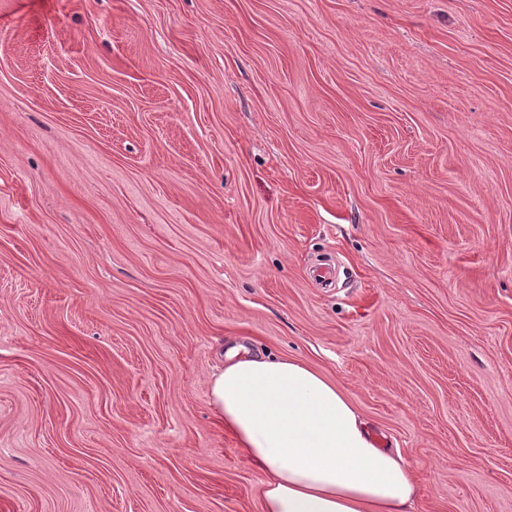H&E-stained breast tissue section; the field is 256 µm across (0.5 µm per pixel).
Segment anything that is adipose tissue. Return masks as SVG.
<instances>
[{
	"instance_id": "obj_1",
	"label": "adipose tissue",
	"mask_w": 512,
	"mask_h": 512,
	"mask_svg": "<svg viewBox=\"0 0 512 512\" xmlns=\"http://www.w3.org/2000/svg\"><path fill=\"white\" fill-rule=\"evenodd\" d=\"M210 397L265 476L261 512H414L416 470L399 450L379 447L344 390L303 360L230 347Z\"/></svg>"
}]
</instances>
